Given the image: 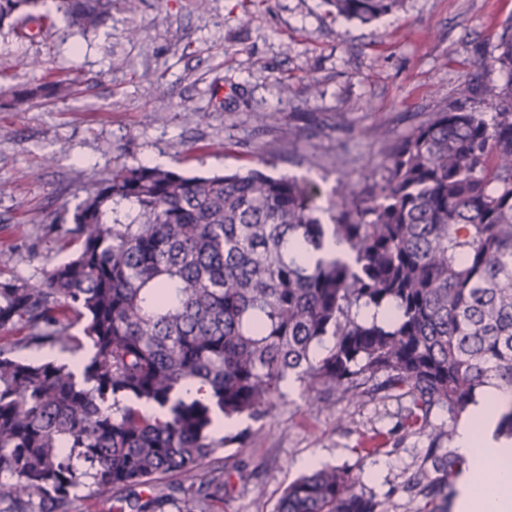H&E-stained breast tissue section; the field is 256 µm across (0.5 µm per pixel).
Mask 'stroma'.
<instances>
[{
  "instance_id": "obj_1",
  "label": "stroma",
  "mask_w": 512,
  "mask_h": 512,
  "mask_svg": "<svg viewBox=\"0 0 512 512\" xmlns=\"http://www.w3.org/2000/svg\"><path fill=\"white\" fill-rule=\"evenodd\" d=\"M511 20L512 0H404L368 24L324 0H136L87 34L61 20L31 39L0 29V101L76 80L67 99L0 108V280H39L65 261L51 214L124 167L258 168L307 179L323 206L338 177L373 183L394 143L434 113L493 112L480 86L503 80L492 59ZM282 391L271 416L236 420L250 438L221 451L229 491L211 512H274L311 456L350 470L377 512H425L415 481L455 448L447 410L413 433L392 392L319 403L295 379Z\"/></svg>"
}]
</instances>
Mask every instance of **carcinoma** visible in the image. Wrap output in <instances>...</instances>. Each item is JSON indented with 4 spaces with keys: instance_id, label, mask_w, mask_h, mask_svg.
Segmentation results:
<instances>
[{
    "instance_id": "carcinoma-1",
    "label": "carcinoma",
    "mask_w": 512,
    "mask_h": 512,
    "mask_svg": "<svg viewBox=\"0 0 512 512\" xmlns=\"http://www.w3.org/2000/svg\"><path fill=\"white\" fill-rule=\"evenodd\" d=\"M369 23L403 0H327ZM113 0H0V29L87 33ZM486 115L451 107L387 156L359 192L341 177L325 227L310 183L260 170L185 176L149 164L94 182L63 236L73 256L37 282L0 281V512H74L75 493L129 512H209L228 491L209 463L258 421L293 373L306 391L410 400L454 419L493 385L512 393V20ZM63 81L15 94L66 99ZM345 257L319 256L328 239ZM390 307L386 321L358 317ZM82 325V335L72 332ZM334 339L323 345L324 337ZM44 349L64 358H46ZM466 460H436L422 495L453 494ZM182 474L188 483L165 482ZM345 468L303 473L275 512H376Z\"/></svg>"
}]
</instances>
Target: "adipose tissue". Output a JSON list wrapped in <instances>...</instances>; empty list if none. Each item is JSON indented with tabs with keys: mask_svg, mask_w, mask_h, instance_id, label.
<instances>
[{
	"mask_svg": "<svg viewBox=\"0 0 512 512\" xmlns=\"http://www.w3.org/2000/svg\"><path fill=\"white\" fill-rule=\"evenodd\" d=\"M511 403L512 394L496 389L484 391L472 404L468 422L462 423L456 432L457 451L470 463L468 473L457 484L459 512H512V495L489 490L484 473L486 460L507 457V448L512 445L494 438L490 408Z\"/></svg>",
	"mask_w": 512,
	"mask_h": 512,
	"instance_id": "obj_1",
	"label": "adipose tissue"
}]
</instances>
